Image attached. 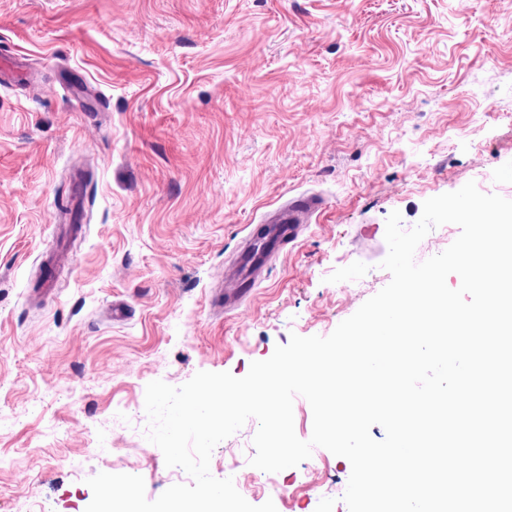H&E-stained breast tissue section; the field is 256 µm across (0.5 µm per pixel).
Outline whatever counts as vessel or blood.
<instances>
[{
  "label": "vessel or blood",
  "mask_w": 512,
  "mask_h": 512,
  "mask_svg": "<svg viewBox=\"0 0 512 512\" xmlns=\"http://www.w3.org/2000/svg\"><path fill=\"white\" fill-rule=\"evenodd\" d=\"M320 207L319 199L311 195L291 198L280 206L270 224L265 225L263 236L251 237L247 250L237 262L233 287L216 291V300L223 302L225 308L232 309L248 297L261 271L285 245L298 239Z\"/></svg>",
  "instance_id": "1"
}]
</instances>
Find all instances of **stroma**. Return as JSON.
<instances>
[{
  "label": "stroma",
  "mask_w": 512,
  "mask_h": 512,
  "mask_svg": "<svg viewBox=\"0 0 512 512\" xmlns=\"http://www.w3.org/2000/svg\"><path fill=\"white\" fill-rule=\"evenodd\" d=\"M0 512H85L88 478L189 483L145 388L245 376L390 274L385 223L475 182L512 200V0H0ZM317 218L239 307L214 293L289 197ZM122 306L125 315L114 318ZM210 472L277 512H348L345 458Z\"/></svg>",
  "instance_id": "1"
}]
</instances>
